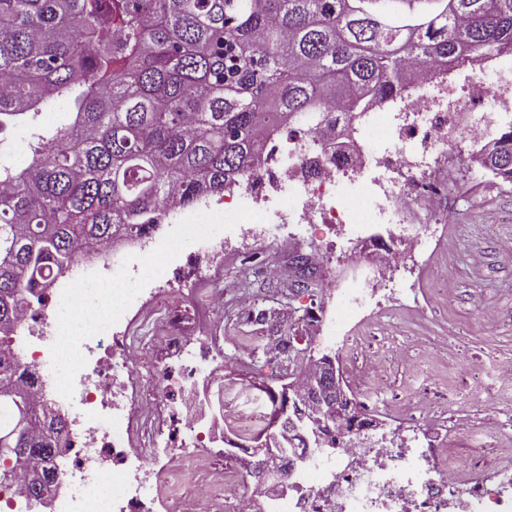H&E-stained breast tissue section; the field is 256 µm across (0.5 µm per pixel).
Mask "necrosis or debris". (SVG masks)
Listing matches in <instances>:
<instances>
[{"instance_id":"obj_1","label":"necrosis or debris","mask_w":512,"mask_h":512,"mask_svg":"<svg viewBox=\"0 0 512 512\" xmlns=\"http://www.w3.org/2000/svg\"><path fill=\"white\" fill-rule=\"evenodd\" d=\"M465 66L460 83L421 65L400 96L365 107L362 139L344 165L308 176L306 161L334 150L331 137L300 136L286 159L267 132L257 173L182 214L176 233L102 246L93 253L103 264L93 279L51 274V288L24 304L0 337L23 329L59 350L58 302L85 310L92 281L128 262L158 265L150 299L136 305L118 297L103 319L85 311L88 330L75 344L80 381L66 372L56 381L59 395L74 396L76 413L67 457L53 466L56 480L83 490L58 500L55 512H253L263 497L238 470L212 463L206 446L217 424L231 446L254 442L268 426L263 408L245 409L243 388L219 376L221 339L208 318L170 306L154 389L144 392L136 377L146 355L134 320L171 294L195 299L193 282L223 262L229 236L244 251L292 245L309 267L331 272L306 317L336 346L356 418L328 432L306 473L277 461L288 484L280 512H512V356L459 357L429 326L406 345L361 333L389 305H439L454 294L446 274L420 288L411 281L421 255L417 220L436 217L448 191L435 162L460 166L466 146L492 144L482 117L512 106V51L475 55ZM214 224L223 225V237H212ZM400 368L409 383H392ZM189 459L196 472L187 481ZM90 467L116 478L111 497L84 487Z\"/></svg>"}]
</instances>
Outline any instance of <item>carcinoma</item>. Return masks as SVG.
I'll list each match as a JSON object with an SVG mask.
<instances>
[{"label": "carcinoma", "mask_w": 512, "mask_h": 512, "mask_svg": "<svg viewBox=\"0 0 512 512\" xmlns=\"http://www.w3.org/2000/svg\"><path fill=\"white\" fill-rule=\"evenodd\" d=\"M503 48L512 0H0V133L56 103L73 115L35 129L25 167L0 166V329L77 243L142 235L249 177L268 128H337L332 110L401 92L409 55L450 68ZM484 167L512 180V125ZM19 369L0 345V392ZM14 430L38 496L64 427L0 398Z\"/></svg>", "instance_id": "obj_1"}]
</instances>
